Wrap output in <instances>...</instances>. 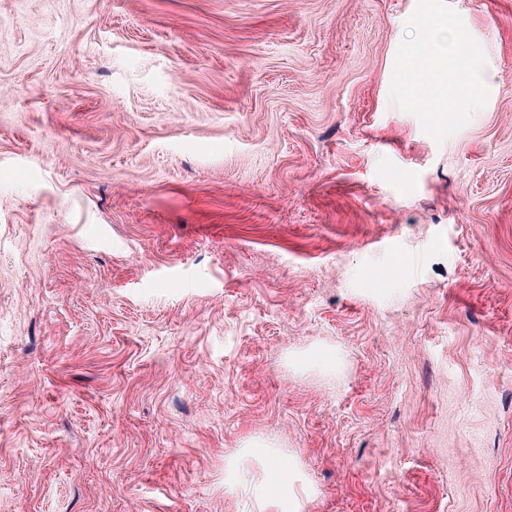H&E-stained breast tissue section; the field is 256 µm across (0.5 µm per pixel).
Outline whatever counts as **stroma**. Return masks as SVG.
I'll return each instance as SVG.
<instances>
[{
  "label": "stroma",
  "mask_w": 512,
  "mask_h": 512,
  "mask_svg": "<svg viewBox=\"0 0 512 512\" xmlns=\"http://www.w3.org/2000/svg\"><path fill=\"white\" fill-rule=\"evenodd\" d=\"M0 0V512H512V0ZM336 354L334 370L317 358ZM418 42L396 46L394 90L402 107L426 106L425 118L438 124L447 112H473L493 86L462 23L441 0L419 12ZM272 447L266 442L247 444L227 462L225 486H238L250 476L258 512H302L310 493L290 468L288 459Z\"/></svg>",
  "instance_id": "35a3bbf8"
}]
</instances>
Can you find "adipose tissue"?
I'll use <instances>...</instances> for the list:
<instances>
[{"label": "adipose tissue", "mask_w": 512, "mask_h": 512, "mask_svg": "<svg viewBox=\"0 0 512 512\" xmlns=\"http://www.w3.org/2000/svg\"><path fill=\"white\" fill-rule=\"evenodd\" d=\"M418 41L397 45L394 90L404 107L424 104L427 121L438 124L449 112H471L493 86L480 56L456 15L441 0L419 12ZM249 482L258 512H303L309 492L288 460L271 444L252 442L225 467L224 483Z\"/></svg>", "instance_id": "ef3b65f1"}]
</instances>
